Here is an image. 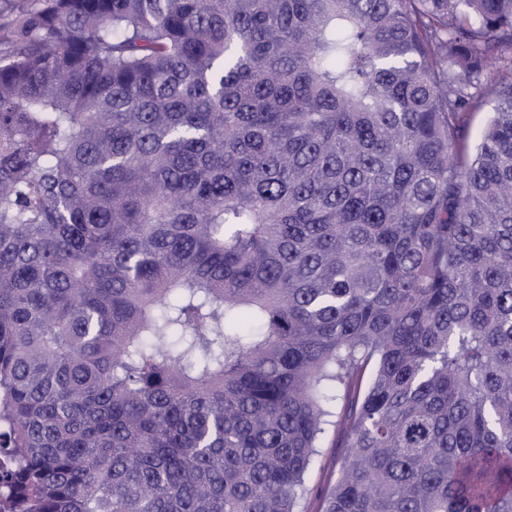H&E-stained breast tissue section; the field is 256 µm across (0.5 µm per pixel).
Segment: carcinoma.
Returning <instances> with one entry per match:
<instances>
[{
	"label": "carcinoma",
	"mask_w": 512,
	"mask_h": 512,
	"mask_svg": "<svg viewBox=\"0 0 512 512\" xmlns=\"http://www.w3.org/2000/svg\"><path fill=\"white\" fill-rule=\"evenodd\" d=\"M512 0H26L0 25L15 512H512ZM495 105L478 143L467 114ZM306 476L307 493L301 500L303 512H322V491L336 480L346 449L336 448L330 437L323 440Z\"/></svg>",
	"instance_id": "carcinoma-1"
}]
</instances>
